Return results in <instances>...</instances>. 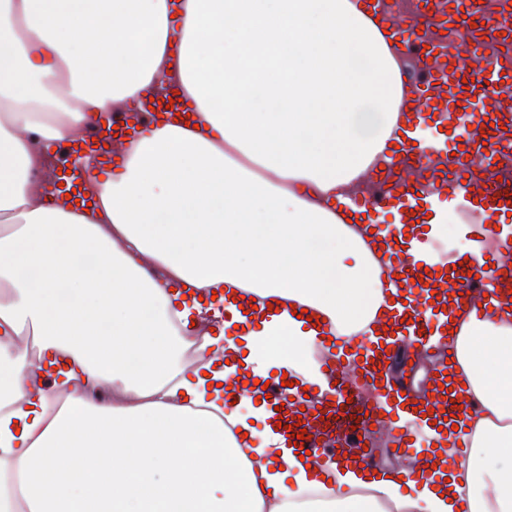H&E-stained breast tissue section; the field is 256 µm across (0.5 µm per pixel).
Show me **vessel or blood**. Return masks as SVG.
<instances>
[{
  "instance_id": "vessel-or-blood-1",
  "label": "vessel or blood",
  "mask_w": 512,
  "mask_h": 512,
  "mask_svg": "<svg viewBox=\"0 0 512 512\" xmlns=\"http://www.w3.org/2000/svg\"><path fill=\"white\" fill-rule=\"evenodd\" d=\"M367 9L391 16V32L409 68L424 75L414 85L413 116L391 155L383 194L350 201L351 210L374 221L383 235L395 299L379 337L356 352L355 375L345 373L342 360L328 359L321 365L329 386L325 394L300 389L290 395L275 378L267 388V404L275 408V420L298 435L297 451L310 452L312 460L327 453L320 438L327 429L337 443L328 453L339 457L348 452L369 464L373 456L365 451L363 439L377 420L390 425L393 453L416 449L429 458L433 452L415 441L410 418L448 430L464 415L466 388L452 377L449 364L435 370L422 395L413 396L394 371L397 360L411 347L440 349L457 313L471 304L475 283L488 287L483 307L512 304V286L490 279L512 253L511 244L446 266L426 265L413 248L425 228L423 216L434 201L447 200L451 187L462 188L465 198L483 210V231L495 232L512 220V180L503 177L499 166L503 157L512 156V0H412L411 15L403 22L396 19L395 0H372ZM491 14L497 19L493 26L484 22ZM151 106L159 119L193 118L185 101L170 105L157 99ZM464 113L476 117V130H461ZM435 126L447 132L442 145L422 144L421 131ZM80 155L86 171L95 175L112 169L111 153L85 147ZM409 157L432 160L428 180L406 176ZM385 212L398 219L401 231L380 223Z\"/></svg>"
}]
</instances>
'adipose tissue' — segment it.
<instances>
[{"label":"adipose tissue","instance_id":"obj_1","mask_svg":"<svg viewBox=\"0 0 512 512\" xmlns=\"http://www.w3.org/2000/svg\"><path fill=\"white\" fill-rule=\"evenodd\" d=\"M173 9L0 0V512H312L286 481L311 489L320 471L336 481L324 512H512V310L467 312L448 339L479 409L461 456L455 433L419 428L441 476L413 460L403 486L336 458L307 467L261 399L275 367L316 388L319 331L369 338L388 309L377 241L337 207L384 165L411 102L386 23L360 0ZM169 71L196 127L146 129L92 209L34 189L50 145ZM428 224L415 248L431 264L500 244L444 209ZM241 293L272 310L248 318ZM305 308L314 320L297 318ZM209 316L212 355L184 368V339ZM22 334L54 383L31 381L12 348ZM239 373L251 383L225 390ZM104 387L111 400L96 402Z\"/></svg>","mask_w":512,"mask_h":512}]
</instances>
